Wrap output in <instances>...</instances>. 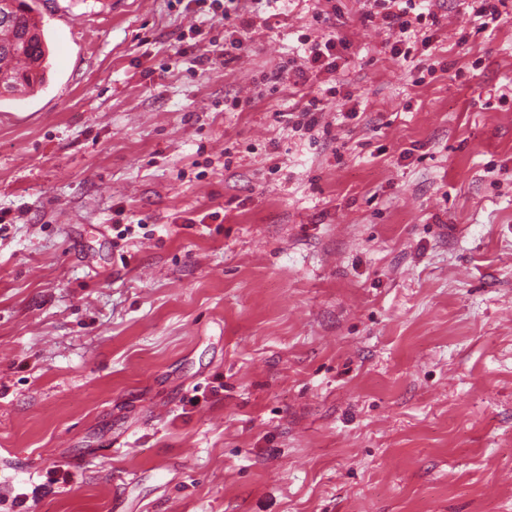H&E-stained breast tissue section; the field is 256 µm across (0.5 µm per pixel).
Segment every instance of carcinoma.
<instances>
[{
	"mask_svg": "<svg viewBox=\"0 0 512 512\" xmlns=\"http://www.w3.org/2000/svg\"><path fill=\"white\" fill-rule=\"evenodd\" d=\"M49 46L28 0H15L8 21H0V87L33 90L46 80Z\"/></svg>",
	"mask_w": 512,
	"mask_h": 512,
	"instance_id": "1",
	"label": "carcinoma"
}]
</instances>
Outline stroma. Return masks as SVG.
<instances>
[{
	"instance_id": "stroma-1",
	"label": "stroma",
	"mask_w": 512,
	"mask_h": 512,
	"mask_svg": "<svg viewBox=\"0 0 512 512\" xmlns=\"http://www.w3.org/2000/svg\"><path fill=\"white\" fill-rule=\"evenodd\" d=\"M432 3L422 78L366 0H231L247 49L206 69L224 22L188 0H35L0 512H512V18ZM305 32L350 49L297 87ZM331 85L329 137L279 120Z\"/></svg>"
}]
</instances>
